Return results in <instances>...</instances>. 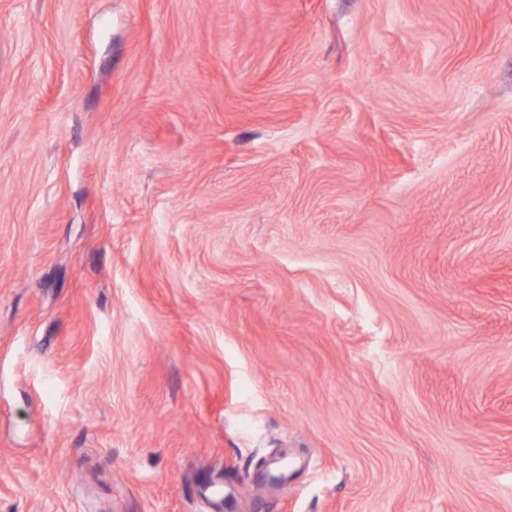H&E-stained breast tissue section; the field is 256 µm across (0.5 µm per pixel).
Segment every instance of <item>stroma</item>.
Listing matches in <instances>:
<instances>
[{
	"mask_svg": "<svg viewBox=\"0 0 512 512\" xmlns=\"http://www.w3.org/2000/svg\"><path fill=\"white\" fill-rule=\"evenodd\" d=\"M0 512H512V0H0Z\"/></svg>",
	"mask_w": 512,
	"mask_h": 512,
	"instance_id": "stroma-1",
	"label": "stroma"
}]
</instances>
